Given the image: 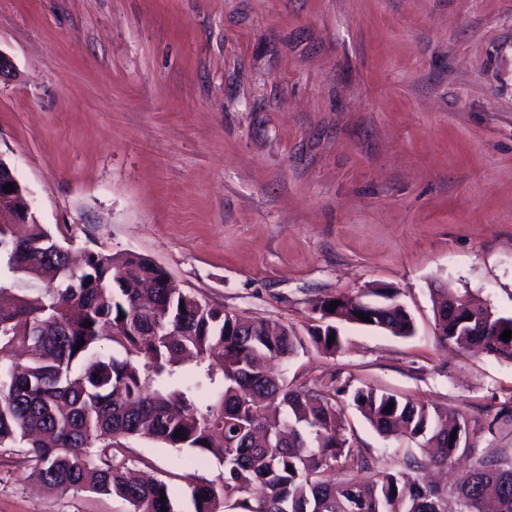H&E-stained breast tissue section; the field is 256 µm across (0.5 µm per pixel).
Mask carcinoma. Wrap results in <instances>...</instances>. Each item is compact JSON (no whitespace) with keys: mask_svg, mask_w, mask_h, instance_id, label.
Listing matches in <instances>:
<instances>
[{"mask_svg":"<svg viewBox=\"0 0 512 512\" xmlns=\"http://www.w3.org/2000/svg\"><path fill=\"white\" fill-rule=\"evenodd\" d=\"M433 292L439 342L512 361V340L501 339L512 317L490 310L480 313L478 329L463 315L450 323L448 307L470 300L445 287ZM369 295L313 298L312 324L301 336L181 291L146 256L77 251L33 217L22 235L0 224V447L24 446L29 477L46 488L116 496L129 512L176 510L166 482L108 459L128 438L211 455L224 467L216 480L189 483L192 512H224L230 500L236 512H447L450 498L456 512H486L490 504L512 512V460L493 448L512 427V397L483 427L464 416L450 426L448 408L438 404L372 387L292 386L270 368L311 347L341 352L336 322L361 325L362 314L369 327L414 335V318L394 289ZM333 301L339 306L330 312ZM346 396L377 432L401 431L434 449L431 462L472 455L479 433L492 451L450 489L420 483L412 472L426 462L414 456L399 470L359 480L370 463L346 436ZM179 429L185 436L175 437Z\"/></svg>","mask_w":512,"mask_h":512,"instance_id":"1","label":"carcinoma"}]
</instances>
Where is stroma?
<instances>
[{
  "instance_id": "stroma-1",
  "label": "stroma",
  "mask_w": 512,
  "mask_h": 512,
  "mask_svg": "<svg viewBox=\"0 0 512 512\" xmlns=\"http://www.w3.org/2000/svg\"><path fill=\"white\" fill-rule=\"evenodd\" d=\"M0 51V158L60 242L300 331L315 297L393 287L414 336L343 322L344 350L276 371L481 422L512 396V362L438 343L429 291L512 317V0H0ZM345 417L373 471L421 453ZM112 458L179 512L220 471L139 439ZM45 506L128 512L0 448V512Z\"/></svg>"
}]
</instances>
